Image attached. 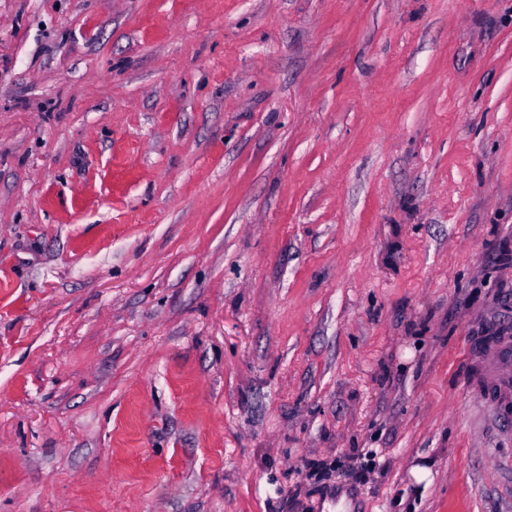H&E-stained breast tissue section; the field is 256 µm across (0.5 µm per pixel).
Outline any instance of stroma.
<instances>
[{"instance_id":"obj_1","label":"stroma","mask_w":512,"mask_h":512,"mask_svg":"<svg viewBox=\"0 0 512 512\" xmlns=\"http://www.w3.org/2000/svg\"><path fill=\"white\" fill-rule=\"evenodd\" d=\"M505 342L512 0H0V512H512Z\"/></svg>"}]
</instances>
